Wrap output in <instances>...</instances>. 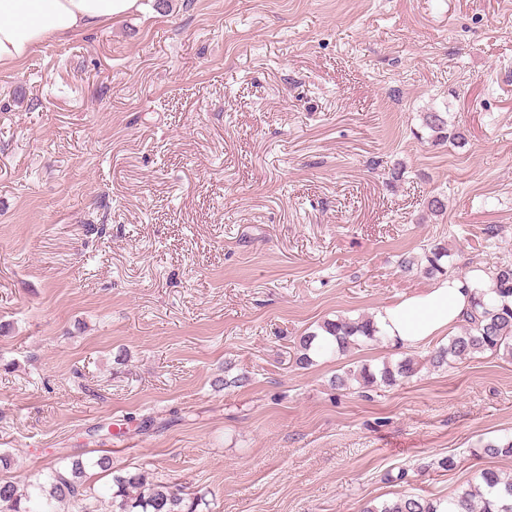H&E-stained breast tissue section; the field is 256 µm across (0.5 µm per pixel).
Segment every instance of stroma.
Wrapping results in <instances>:
<instances>
[{"label": "stroma", "mask_w": 512, "mask_h": 512, "mask_svg": "<svg viewBox=\"0 0 512 512\" xmlns=\"http://www.w3.org/2000/svg\"><path fill=\"white\" fill-rule=\"evenodd\" d=\"M143 3L0 68L9 477L107 453L96 495L138 468L202 512H359L512 474L481 449L512 434V360L370 391L331 380L401 347L294 360L430 287L398 269L422 245L462 274L512 259V0ZM431 108L464 147L415 138Z\"/></svg>", "instance_id": "obj_1"}]
</instances>
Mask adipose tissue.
<instances>
[{
    "mask_svg": "<svg viewBox=\"0 0 512 512\" xmlns=\"http://www.w3.org/2000/svg\"><path fill=\"white\" fill-rule=\"evenodd\" d=\"M141 8L142 0H0V66L24 59L48 41L92 32ZM485 285L479 270L443 278L381 307L374 320L382 335L415 346L448 335L469 312L474 290Z\"/></svg>",
    "mask_w": 512,
    "mask_h": 512,
    "instance_id": "adipose-tissue-1",
    "label": "adipose tissue"
}]
</instances>
